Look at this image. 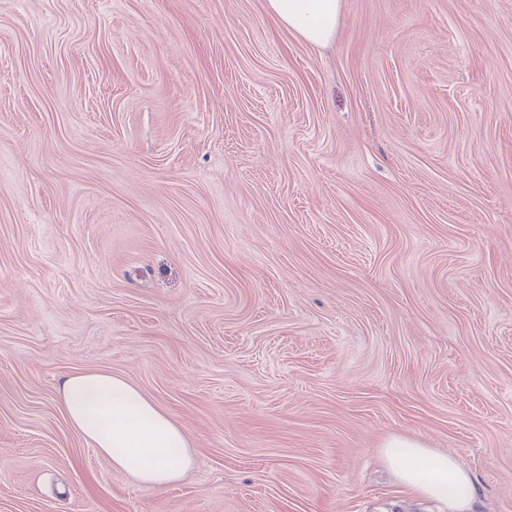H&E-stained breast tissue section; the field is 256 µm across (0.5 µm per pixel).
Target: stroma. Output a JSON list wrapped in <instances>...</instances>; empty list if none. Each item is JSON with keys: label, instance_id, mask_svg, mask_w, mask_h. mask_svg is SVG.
I'll return each instance as SVG.
<instances>
[{"label": "stroma", "instance_id": "obj_1", "mask_svg": "<svg viewBox=\"0 0 512 512\" xmlns=\"http://www.w3.org/2000/svg\"><path fill=\"white\" fill-rule=\"evenodd\" d=\"M88 369L179 482L70 427ZM393 436L512 512V0H0V512H439ZM266 13L306 42L322 46L336 34L342 0H264ZM62 413L112 468L138 482L164 488L192 465L181 425L125 377L79 371L59 389ZM380 451L409 494L434 500L451 512H471L476 488L458 456L408 436L388 439Z\"/></svg>", "mask_w": 512, "mask_h": 512}]
</instances>
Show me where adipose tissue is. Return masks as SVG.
Wrapping results in <instances>:
<instances>
[{
  "label": "adipose tissue",
  "instance_id": "ef3b65f1",
  "mask_svg": "<svg viewBox=\"0 0 512 512\" xmlns=\"http://www.w3.org/2000/svg\"><path fill=\"white\" fill-rule=\"evenodd\" d=\"M266 13L306 42L322 46L336 34L342 0H264ZM62 413L113 469L138 482L164 488L192 465L181 425L125 377L108 371H79L59 389ZM385 462L405 490L434 500L449 512H470L476 497L473 478L458 456L398 436L381 448Z\"/></svg>",
  "mask_w": 512,
  "mask_h": 512
}]
</instances>
